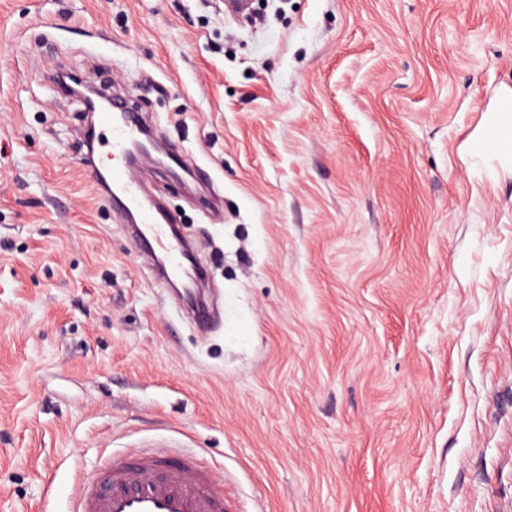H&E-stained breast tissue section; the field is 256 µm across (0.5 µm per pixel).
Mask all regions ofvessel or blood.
Wrapping results in <instances>:
<instances>
[{
  "mask_svg": "<svg viewBox=\"0 0 512 512\" xmlns=\"http://www.w3.org/2000/svg\"><path fill=\"white\" fill-rule=\"evenodd\" d=\"M145 122V114L128 101L107 98L96 123L109 134L108 155L86 152L83 165L97 191L110 197L125 218L154 284L162 288L171 277L184 279L183 297L195 307L193 323L204 330L211 317L195 300L205 276L198 249L176 231L177 216L149 198L134 174L138 161L133 149ZM69 512H227V505L211 471L199 465L194 453L175 455L169 442L158 441L130 460L105 463L94 483L74 492Z\"/></svg>",
  "mask_w": 512,
  "mask_h": 512,
  "instance_id": "1",
  "label": "vessel or blood"
}]
</instances>
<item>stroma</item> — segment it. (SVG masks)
Instances as JSON below:
<instances>
[{"label":"stroma","instance_id":"stroma-1","mask_svg":"<svg viewBox=\"0 0 512 512\" xmlns=\"http://www.w3.org/2000/svg\"><path fill=\"white\" fill-rule=\"evenodd\" d=\"M0 0V512L164 438L229 512H512V0ZM96 76L197 165L181 313L82 165ZM492 112H496L500 119L478 140V148L512 157V95L504 97Z\"/></svg>","mask_w":512,"mask_h":512}]
</instances>
